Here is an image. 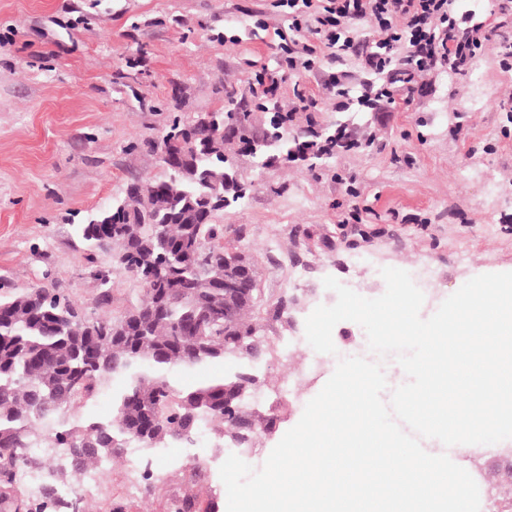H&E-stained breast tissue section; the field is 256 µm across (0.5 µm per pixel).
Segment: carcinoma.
Instances as JSON below:
<instances>
[{"label":"carcinoma","mask_w":512,"mask_h":512,"mask_svg":"<svg viewBox=\"0 0 512 512\" xmlns=\"http://www.w3.org/2000/svg\"><path fill=\"white\" fill-rule=\"evenodd\" d=\"M281 128L272 120L254 131L231 97L192 121L175 118L167 143L175 169L130 182L119 202L80 227L89 247L110 255L111 268L93 274L102 297L114 268L135 272L142 286L143 298L121 318L90 316L45 287L0 299V512H83L79 494H62L63 483L127 448L191 444L208 424L235 447L250 448L259 428L272 427L250 411V367L194 387L179 386L171 370L269 355L259 340L260 289L242 297L234 280L244 265L258 282L256 263L224 246L216 219L244 198L233 142L253 143L250 156L272 166L295 157L282 135L275 148L266 145ZM308 147L312 158H330L336 137ZM216 187L224 189V208L208 210L206 195ZM114 379L123 386L112 396V418L72 419L81 395ZM42 450L69 469L16 497L13 485L39 467Z\"/></svg>","instance_id":"obj_1"}]
</instances>
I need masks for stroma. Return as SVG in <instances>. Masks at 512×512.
Segmentation results:
<instances>
[{
  "instance_id": "stroma-1",
  "label": "stroma",
  "mask_w": 512,
  "mask_h": 512,
  "mask_svg": "<svg viewBox=\"0 0 512 512\" xmlns=\"http://www.w3.org/2000/svg\"><path fill=\"white\" fill-rule=\"evenodd\" d=\"M0 0V296L58 288L87 312L121 318L141 285L111 269L108 296L91 277L111 268L78 229L112 205L128 182L165 170L155 145L172 117L193 120L235 95L255 128L268 115L255 89L279 77L275 97L291 113L296 141L323 127L353 132L333 158L261 166L240 155L249 190L225 210L224 240L249 253L260 274L261 339L305 336V321L337 300L334 277L367 298L381 296L386 267L422 259L431 317L471 278L512 272V0H451L460 28L476 33L465 71L438 62L395 98H378L387 77L364 54L403 63L407 41L384 43L376 22L341 21L335 47L289 69L285 50L317 42L305 0ZM479 97L483 105L471 110ZM381 99L382 111L366 107ZM313 106L300 110L301 100ZM336 354L316 352L318 377L296 396L273 389L286 370L277 356L257 365L250 407L273 421L240 453L261 469L300 420L342 355L368 353L364 329L339 322ZM236 453L210 428L195 445L160 448L147 460L113 458L101 481L80 487L87 512H227L219 468ZM150 466L153 480L140 477Z\"/></svg>"
}]
</instances>
